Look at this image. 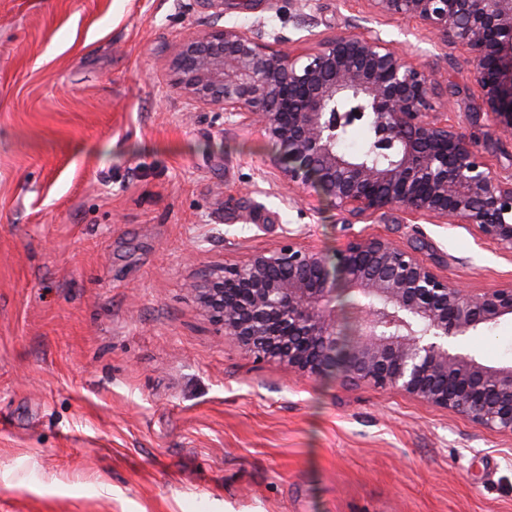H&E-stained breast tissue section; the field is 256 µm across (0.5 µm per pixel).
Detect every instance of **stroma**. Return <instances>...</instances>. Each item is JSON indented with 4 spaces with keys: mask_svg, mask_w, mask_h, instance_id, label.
<instances>
[{
    "mask_svg": "<svg viewBox=\"0 0 512 512\" xmlns=\"http://www.w3.org/2000/svg\"><path fill=\"white\" fill-rule=\"evenodd\" d=\"M263 24L298 54L379 32L471 131L463 49L366 0H0V512H512V436L393 389L259 362L191 287L211 269L353 236L466 291L512 249L397 210L355 224L271 166L259 126L172 88L178 45ZM493 173L512 139L481 115ZM512 364V318L459 337Z\"/></svg>",
    "mask_w": 512,
    "mask_h": 512,
    "instance_id": "35a3bbf8",
    "label": "stroma"
}]
</instances>
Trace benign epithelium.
<instances>
[{
    "instance_id": "7a95c632",
    "label": "benign epithelium",
    "mask_w": 512,
    "mask_h": 512,
    "mask_svg": "<svg viewBox=\"0 0 512 512\" xmlns=\"http://www.w3.org/2000/svg\"><path fill=\"white\" fill-rule=\"evenodd\" d=\"M379 16L412 18L463 48L474 67L480 112L512 132V0H367ZM238 26H213L182 42L173 88L224 113L256 122L277 146L272 165L296 187L313 186L357 222L397 209L412 220L451 219L512 248V175L496 176L481 134L429 120L437 80L409 64L378 34L325 38L300 55ZM363 97L368 112L338 104ZM373 127L387 163L337 147L343 126ZM354 294L362 317L345 333L331 303ZM224 335L257 360L307 376L339 372L349 385L397 389L512 436V364L490 366L452 352L448 340L512 317V285L463 291L415 252L359 236L330 261L293 238L194 285Z\"/></svg>"
}]
</instances>
